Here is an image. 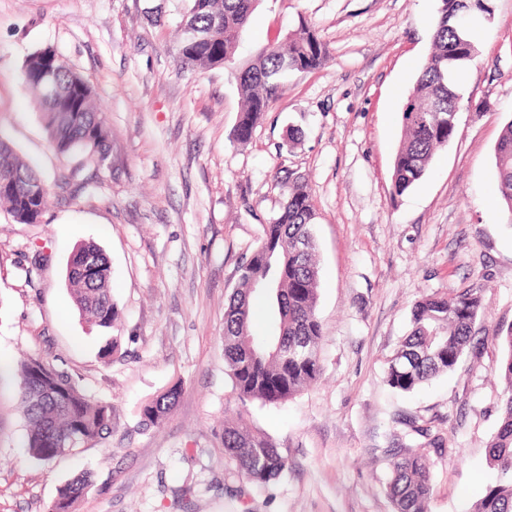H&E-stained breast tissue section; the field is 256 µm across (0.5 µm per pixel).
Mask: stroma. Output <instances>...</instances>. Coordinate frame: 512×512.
Instances as JSON below:
<instances>
[{
    "label": "stroma",
    "instance_id": "35a3bbf8",
    "mask_svg": "<svg viewBox=\"0 0 512 512\" xmlns=\"http://www.w3.org/2000/svg\"><path fill=\"white\" fill-rule=\"evenodd\" d=\"M188 0H0V136L51 192L39 223L0 210V512H45L60 485L91 473L75 512H393L388 449L431 461L428 512H469L492 475L503 357L491 333L512 325V218L494 197V148L512 121V0L472 18L459 128L425 178L391 194L400 106L430 46L437 0H263L240 51L311 24L330 50L289 72L248 144L221 69H181L176 30ZM50 46L91 85L110 132L100 166L50 142L23 63ZM302 132L287 145L289 128ZM305 177L315 209L321 379L278 404L240 402L224 370V304L242 257L284 197L278 167ZM111 265L121 316L85 323L65 285L73 248ZM482 297L476 348L411 393L387 361L421 295ZM117 336L112 357L98 351ZM68 371L112 406V431L49 464L31 457L15 366ZM183 382L171 413L143 424L144 402ZM243 414L288 458L266 486L224 455L225 417Z\"/></svg>",
    "mask_w": 512,
    "mask_h": 512
}]
</instances>
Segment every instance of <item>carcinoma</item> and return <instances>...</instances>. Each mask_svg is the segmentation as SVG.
Wrapping results in <instances>:
<instances>
[{"mask_svg": "<svg viewBox=\"0 0 512 512\" xmlns=\"http://www.w3.org/2000/svg\"><path fill=\"white\" fill-rule=\"evenodd\" d=\"M180 24L178 58L185 68H222L236 82L242 106L233 138L250 141L261 114L271 108L289 70L313 71L329 58L327 45L304 22L301 29L240 58V44L249 17L260 0H189ZM489 16V0H438L432 50L416 84L401 108L404 130L393 159L391 194L401 197L426 175L439 149L457 133L461 95L454 74L465 68L479 48L461 20ZM23 80L37 97L45 129L56 151L78 154L103 164L110 148L109 132L92 102L88 81L50 47L27 55ZM71 92L73 112L62 118L52 104L50 88ZM495 192L512 222V120L502 129L494 149ZM23 175L15 185H0V208L17 222L41 218L48 188L34 166L0 139V176ZM280 185L285 201L263 225L260 245L238 266V285L224 307V364L240 402L285 401L316 383L321 376L323 340L317 315L318 267L314 224L316 210L305 179L284 171ZM111 266L94 243L76 247L67 264L65 282L76 309L98 329L116 325L120 312L110 289ZM262 298L276 317L274 330L263 338L251 333L250 301ZM481 297L471 291L455 297L425 295L411 310V330L387 362L386 381L411 392L442 373L456 371L473 340ZM505 350L497 369L503 382L499 427L488 445L487 464L497 473L470 512H512V325L493 332ZM17 401L27 424L30 455L45 464L73 452L75 446L101 438L112 427V405L92 401L77 381L52 363L29 359L16 370ZM183 382L141 408L149 425L173 410ZM224 455L241 476L255 484L278 478L288 458L267 435L242 419L224 420ZM391 478L387 486L393 512H427L431 496L430 464L416 451L390 448ZM93 484L84 473L65 482L48 512H72Z\"/></svg>", "mask_w": 512, "mask_h": 512, "instance_id": "carcinoma-1", "label": "carcinoma"}]
</instances>
